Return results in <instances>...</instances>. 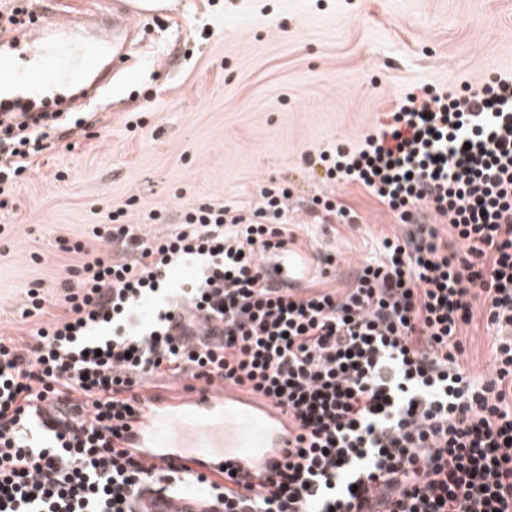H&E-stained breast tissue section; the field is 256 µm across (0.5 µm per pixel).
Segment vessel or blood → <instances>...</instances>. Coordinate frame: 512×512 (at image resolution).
Here are the masks:
<instances>
[{
  "mask_svg": "<svg viewBox=\"0 0 512 512\" xmlns=\"http://www.w3.org/2000/svg\"><path fill=\"white\" fill-rule=\"evenodd\" d=\"M143 14L89 11L77 15L50 9L0 33V113L69 112L98 99L113 72L128 58ZM275 284L299 287L304 258L274 255L268 262ZM288 417L267 402L230 386L201 387L174 398L156 395L144 404L126 444L158 462H194L199 472L232 464L265 471L288 446ZM137 512H218L203 491L146 492Z\"/></svg>",
  "mask_w": 512,
  "mask_h": 512,
  "instance_id": "vessel-or-blood-1",
  "label": "vessel or blood"
}]
</instances>
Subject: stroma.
<instances>
[{"instance_id": "35a3bbf8", "label": "stroma", "mask_w": 512, "mask_h": 512, "mask_svg": "<svg viewBox=\"0 0 512 512\" xmlns=\"http://www.w3.org/2000/svg\"><path fill=\"white\" fill-rule=\"evenodd\" d=\"M144 33L147 51L86 115L88 134L35 158L0 211V335L27 334V289L56 297L113 212L151 238L178 204L247 207L272 180L291 189L298 250L335 256L325 285L348 287L402 227L359 184L323 183L309 158L359 149L406 92L512 77V0H182ZM330 193L357 223H311L312 197Z\"/></svg>"}]
</instances>
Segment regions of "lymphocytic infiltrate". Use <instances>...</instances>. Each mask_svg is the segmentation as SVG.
<instances>
[{"mask_svg":"<svg viewBox=\"0 0 512 512\" xmlns=\"http://www.w3.org/2000/svg\"><path fill=\"white\" fill-rule=\"evenodd\" d=\"M61 128L86 122L0 121V209ZM316 162L325 182L360 184L406 228L348 287L271 281L264 255L297 243L291 191L273 182L248 211L180 205L152 239L116 225L68 268L57 314L28 289L22 315L37 325L0 337V512H134L145 490L185 484L223 512H512V79L407 93L362 148ZM190 260L189 287H174ZM477 318L484 374L462 333ZM187 372L284 409V463L255 480L125 448L160 376Z\"/></svg>","mask_w":512,"mask_h":512,"instance_id":"obj_1","label":"lymphocytic infiltrate"}]
</instances>
